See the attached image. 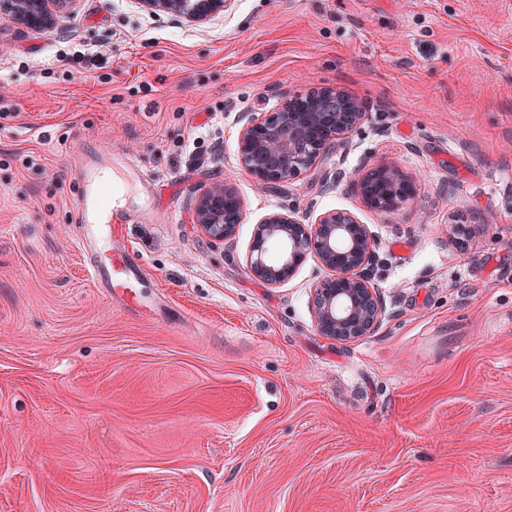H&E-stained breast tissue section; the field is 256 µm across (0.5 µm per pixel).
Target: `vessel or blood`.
I'll return each instance as SVG.
<instances>
[{"instance_id":"b4317fda","label":"vessel or blood","mask_w":512,"mask_h":512,"mask_svg":"<svg viewBox=\"0 0 512 512\" xmlns=\"http://www.w3.org/2000/svg\"><path fill=\"white\" fill-rule=\"evenodd\" d=\"M78 177L77 245L90 257V277L117 300L139 301L145 286L142 266L113 241L112 228L141 218L156 202V184L129 157L108 148L87 150Z\"/></svg>"}]
</instances>
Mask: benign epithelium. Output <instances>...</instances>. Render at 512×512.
I'll list each match as a JSON object with an SVG mask.
<instances>
[{"label": "benign epithelium", "instance_id": "benign-epithelium-1", "mask_svg": "<svg viewBox=\"0 0 512 512\" xmlns=\"http://www.w3.org/2000/svg\"><path fill=\"white\" fill-rule=\"evenodd\" d=\"M71 2L0 0V14L11 15L25 28L47 31L55 27L56 12ZM137 2L151 13L200 22L224 11L230 0ZM364 117L362 102L339 89H312L303 96L284 94L272 112L238 116L239 166L260 189L290 184ZM351 185L368 208L380 213L397 211L416 196L413 179L388 162H377L354 174ZM243 207L232 183L215 182L195 200L194 223L212 243L231 244ZM273 243L282 247L276 264L267 261ZM312 256L329 272L311 291L317 333L336 341H356L373 333L385 313L381 293L371 277L376 241L354 214L327 210L311 222L294 208L272 211L255 225L246 266L254 278L277 287Z\"/></svg>", "mask_w": 512, "mask_h": 512}]
</instances>
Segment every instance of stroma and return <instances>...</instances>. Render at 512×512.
<instances>
[{
  "label": "stroma",
  "mask_w": 512,
  "mask_h": 512,
  "mask_svg": "<svg viewBox=\"0 0 512 512\" xmlns=\"http://www.w3.org/2000/svg\"><path fill=\"white\" fill-rule=\"evenodd\" d=\"M313 87L365 118L257 191L236 116ZM96 145L178 187L115 227L153 286L135 310L76 244ZM380 160L419 205H363L347 176ZM225 179L231 247L192 222ZM288 207L368 225L371 335L317 334L315 259L278 287L248 273L255 224ZM0 512H512V0H232L203 23L75 0L45 32L0 14Z\"/></svg>",
  "instance_id": "1"
}]
</instances>
